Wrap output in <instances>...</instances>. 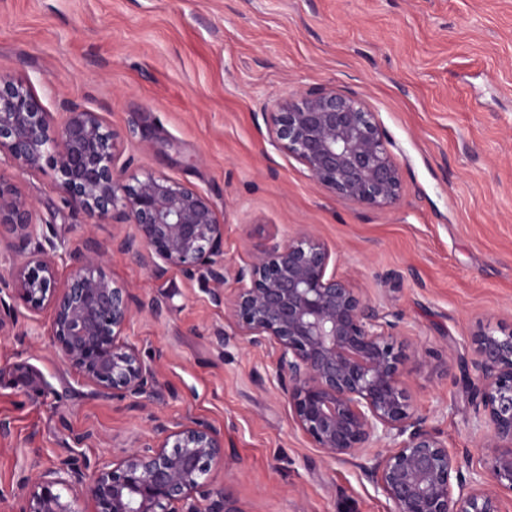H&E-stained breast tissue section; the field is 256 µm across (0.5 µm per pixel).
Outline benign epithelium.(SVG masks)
<instances>
[{"label":"benign epithelium","mask_w":512,"mask_h":512,"mask_svg":"<svg viewBox=\"0 0 512 512\" xmlns=\"http://www.w3.org/2000/svg\"><path fill=\"white\" fill-rule=\"evenodd\" d=\"M273 143L295 156L312 180L339 198L391 208L401 195L399 167L373 113L333 89L303 93L270 113ZM0 155L19 172L47 163L56 187L87 224H131L116 244L156 275L204 270L224 283V224L207 194L166 175L123 183L115 133L102 117L65 106L62 117L40 107L29 88L0 77ZM40 236L33 204L0 170V241ZM107 251L87 239L65 251V271L36 246L0 286L34 312L49 310L59 354L101 391L148 396L153 373L122 341L134 309L129 289L107 278ZM331 251L313 234L255 248L235 270L238 288L217 291L234 326L252 346L278 351L276 373L292 419L327 458L364 459L368 479L392 512H502L512 494V329L481 328L472 337V408L491 449L484 472L463 471L461 458L423 428L401 380L394 324L350 280L328 272ZM224 460V437L194 422L133 448L111 469L62 459L31 481L25 512H75L61 490L90 477L89 512H240L224 485L207 478Z\"/></svg>","instance_id":"benign-epithelium-1"}]
</instances>
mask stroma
<instances>
[{
	"label": "stroma",
	"mask_w": 512,
	"mask_h": 512,
	"mask_svg": "<svg viewBox=\"0 0 512 512\" xmlns=\"http://www.w3.org/2000/svg\"><path fill=\"white\" fill-rule=\"evenodd\" d=\"M0 76L46 111L71 101L117 135L125 180L163 174L223 219V284L156 276L113 252L128 224H84L51 167L15 181L59 249H109L103 272L143 303L123 336L155 372L151 397L112 399L66 362L50 313L10 298L0 330V512L24 477L66 456L112 467L190 422L224 435L210 475L240 512H390L357 463L323 457L294 425L273 346L233 335L215 291L269 236L303 232L380 305L403 346L423 426L487 454L470 401V339L512 326V0H0ZM333 87L368 106L401 176L389 209L319 188L271 142L282 101Z\"/></svg>",
	"instance_id": "stroma-1"
}]
</instances>
